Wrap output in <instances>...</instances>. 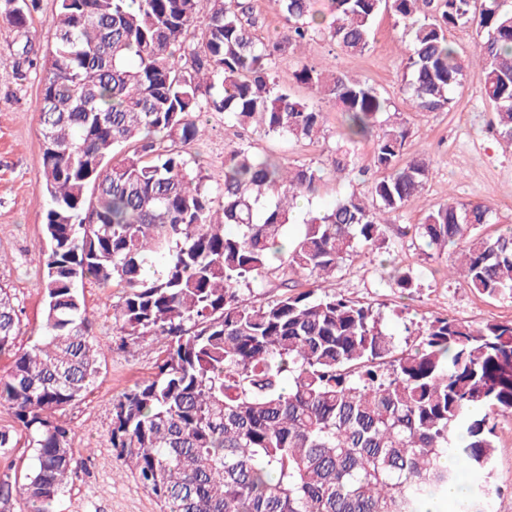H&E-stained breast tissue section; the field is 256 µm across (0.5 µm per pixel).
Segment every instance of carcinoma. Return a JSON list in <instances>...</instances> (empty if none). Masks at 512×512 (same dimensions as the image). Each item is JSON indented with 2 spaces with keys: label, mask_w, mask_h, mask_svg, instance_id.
I'll use <instances>...</instances> for the list:
<instances>
[{
  "label": "carcinoma",
  "mask_w": 512,
  "mask_h": 512,
  "mask_svg": "<svg viewBox=\"0 0 512 512\" xmlns=\"http://www.w3.org/2000/svg\"><path fill=\"white\" fill-rule=\"evenodd\" d=\"M57 0L53 48L42 66L47 205L43 334L16 348L19 316L0 285V448L31 450L0 473V505L54 512L78 479L73 433L57 417L91 391L104 345L78 282L112 291L120 335L163 343L155 374L112 403L107 443L161 512H485L494 488L500 417L512 418V320L479 327L435 316L400 350L372 306L321 287L350 257L385 242L389 217L432 176L426 154L403 156L408 128L367 80L303 64L297 83L341 107L345 132L334 173L374 139L382 171L370 200L349 192L308 213L288 235L294 205L323 172L248 147L224 152L213 193L187 146L202 116L316 143L323 112L280 86V56L315 34L362 53L391 12L409 32L405 81L418 112L450 108L469 75L483 86L498 137L512 145V8L507 0H273L281 30L257 33L251 0ZM8 25L27 28L34 0H14ZM487 32L468 63L448 39ZM481 201L428 212L415 234L458 249L454 273L471 290L512 295V229L482 232ZM306 274L312 287L255 304L259 278Z\"/></svg>",
  "instance_id": "1"
}]
</instances>
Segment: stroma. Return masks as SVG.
<instances>
[{
  "label": "stroma",
  "instance_id": "obj_1",
  "mask_svg": "<svg viewBox=\"0 0 512 512\" xmlns=\"http://www.w3.org/2000/svg\"><path fill=\"white\" fill-rule=\"evenodd\" d=\"M56 0H39L30 17L28 33L0 30V253L9 265L0 268V284L11 291L20 319L17 347H27L41 335L45 296L42 288V253L45 190L39 176L43 137L39 114L41 65L52 44L50 20ZM408 35L392 13L375 22V37L360 55L341 52L323 36L281 57L276 65L280 84L296 86L300 64L335 61L339 71L376 85L409 128L405 155L426 153L433 175L422 195L393 216L380 248L363 251L344 263L325 282L326 291L369 304L379 310L390 332L403 335L405 324L424 326L432 317L449 315L478 326L491 320L512 319V295L495 299L481 296L448 276V255H432L414 234L423 216L447 200L481 201L493 209L487 235L512 226V146L502 143L492 128V110L476 77L465 79L453 92L446 112H418L407 102L404 49ZM30 52H23L24 43ZM308 95V94H307ZM311 97V96H310ZM312 103L325 114L326 140L319 144L295 143L253 132L240 133L223 113L204 118L206 134L188 151L199 159L209 187L224 181V153L241 144L267 153L287 164H309L322 169L324 179L316 194L302 199L296 211L304 217L311 209H324L341 193H367L378 177L372 142L360 143L349 170L333 172L334 149L340 141L343 114L339 106L321 96ZM410 271L415 285L404 292L394 284L396 270ZM93 314V333L106 345L100 374L92 393L66 412L75 433L79 478L62 496L56 512H160L156 502L137 489L129 471L106 444L112 423V401L135 381L152 376L162 347L152 338L127 343L112 324V301L94 280L79 286ZM493 480L497 488L489 512H512V419H500Z\"/></svg>",
  "mask_w": 512,
  "mask_h": 512
}]
</instances>
